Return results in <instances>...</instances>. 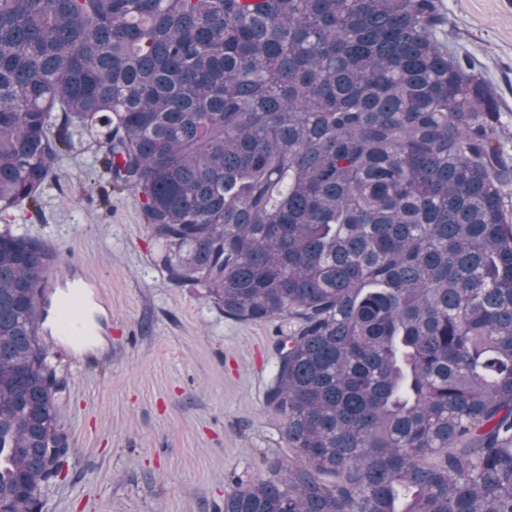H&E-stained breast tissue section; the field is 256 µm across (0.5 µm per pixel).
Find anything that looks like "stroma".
Returning <instances> with one entry per match:
<instances>
[{"label": "stroma", "instance_id": "1", "mask_svg": "<svg viewBox=\"0 0 512 512\" xmlns=\"http://www.w3.org/2000/svg\"><path fill=\"white\" fill-rule=\"evenodd\" d=\"M448 44L496 93L512 155V0H443ZM94 140L76 142L41 189L39 210L0 229L40 239L56 264L97 279L102 343L56 372L70 451L42 512H224L236 481L264 477L285 442L263 403L276 374L275 326L225 316L203 289L170 282L133 189L112 186Z\"/></svg>", "mask_w": 512, "mask_h": 512}]
</instances>
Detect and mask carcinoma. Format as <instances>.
<instances>
[{"label":"carcinoma","instance_id":"obj_1","mask_svg":"<svg viewBox=\"0 0 512 512\" xmlns=\"http://www.w3.org/2000/svg\"><path fill=\"white\" fill-rule=\"evenodd\" d=\"M441 0H0V213L84 135L158 266L280 320L287 448L224 512H512V160ZM54 260L0 232V512L70 448Z\"/></svg>","mask_w":512,"mask_h":512}]
</instances>
